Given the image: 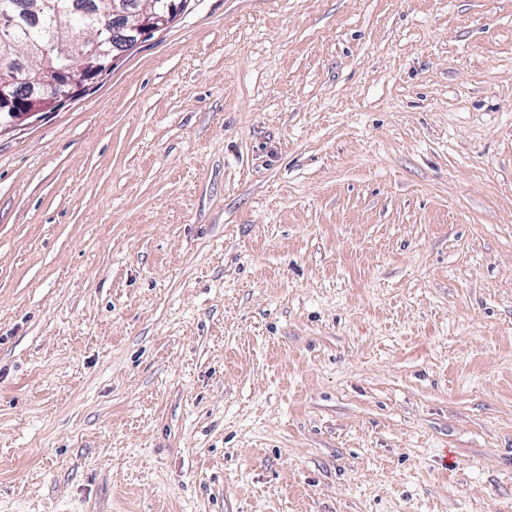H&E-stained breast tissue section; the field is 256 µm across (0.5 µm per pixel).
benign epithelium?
Returning <instances> with one entry per match:
<instances>
[{
	"label": "benign epithelium",
	"mask_w": 512,
	"mask_h": 512,
	"mask_svg": "<svg viewBox=\"0 0 512 512\" xmlns=\"http://www.w3.org/2000/svg\"><path fill=\"white\" fill-rule=\"evenodd\" d=\"M184 0H145L135 11L112 9V21L86 23L93 38L63 42L33 40L27 43L30 58L41 56L50 61L54 55L67 61L61 68L46 66L33 76L29 64L13 59L15 43L0 41V59L13 68L12 77L0 80V115L18 120L42 111L68 97L77 82L94 78L120 54L131 50L146 36L164 28L183 9Z\"/></svg>",
	"instance_id": "obj_1"
}]
</instances>
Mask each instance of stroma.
I'll use <instances>...</instances> for the list:
<instances>
[{"label": "stroma", "instance_id": "35a3bbf8", "mask_svg": "<svg viewBox=\"0 0 512 512\" xmlns=\"http://www.w3.org/2000/svg\"><path fill=\"white\" fill-rule=\"evenodd\" d=\"M0 512H512V0H191L0 119Z\"/></svg>", "mask_w": 512, "mask_h": 512}]
</instances>
